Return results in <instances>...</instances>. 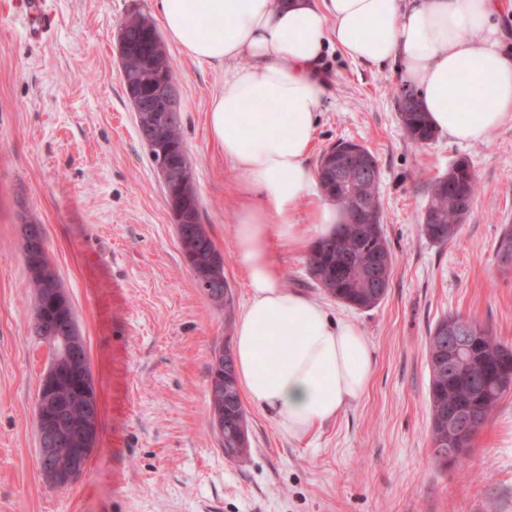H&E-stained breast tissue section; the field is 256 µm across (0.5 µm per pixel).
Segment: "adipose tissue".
<instances>
[{
	"label": "adipose tissue",
	"instance_id": "1",
	"mask_svg": "<svg viewBox=\"0 0 512 512\" xmlns=\"http://www.w3.org/2000/svg\"><path fill=\"white\" fill-rule=\"evenodd\" d=\"M512 0H158L169 39L224 78L209 106L237 198L235 255L248 281L234 357L248 401L293 439L359 401L373 353L362 329L282 285L277 251L302 249L343 221L309 164L327 85L328 46L393 63L437 132L484 141L512 122V53L498 16Z\"/></svg>",
	"mask_w": 512,
	"mask_h": 512
}]
</instances>
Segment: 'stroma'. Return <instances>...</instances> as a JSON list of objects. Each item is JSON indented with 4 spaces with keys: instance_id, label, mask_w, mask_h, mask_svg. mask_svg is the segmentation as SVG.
<instances>
[{
    "instance_id": "1",
    "label": "stroma",
    "mask_w": 512,
    "mask_h": 512,
    "mask_svg": "<svg viewBox=\"0 0 512 512\" xmlns=\"http://www.w3.org/2000/svg\"><path fill=\"white\" fill-rule=\"evenodd\" d=\"M50 27L30 37L0 19V512H512V393L463 468L439 472L429 434L427 346L448 315L475 317L512 343V271L497 262L512 225V122L484 141L411 143L391 65L328 50V83L311 159L342 140L375 155L391 288L352 309L317 288L306 253L279 250L284 288L355 322L373 351L363 396L309 438L247 407L251 451L231 461L212 427L208 365L233 344L247 300L235 257L236 198L207 111L220 69L167 43L200 213L224 256L225 313L184 263L156 166L123 92L115 33L156 0H48ZM466 160L480 191L456 240L421 232L427 186ZM42 224L97 383L101 422L86 471L70 485L38 466L34 402L48 347L32 331L35 299L20 223Z\"/></svg>"
}]
</instances>
